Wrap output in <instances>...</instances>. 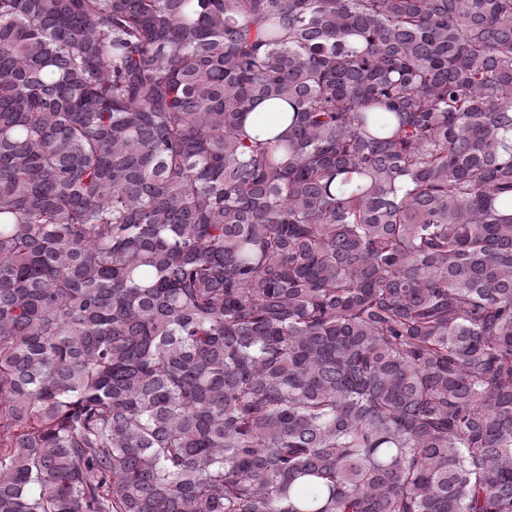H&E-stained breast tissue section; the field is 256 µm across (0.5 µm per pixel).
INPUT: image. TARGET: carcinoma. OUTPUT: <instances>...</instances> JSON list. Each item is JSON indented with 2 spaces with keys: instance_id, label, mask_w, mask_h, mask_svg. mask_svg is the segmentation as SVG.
Wrapping results in <instances>:
<instances>
[{
  "instance_id": "cac0c4a2",
  "label": "carcinoma",
  "mask_w": 512,
  "mask_h": 512,
  "mask_svg": "<svg viewBox=\"0 0 512 512\" xmlns=\"http://www.w3.org/2000/svg\"><path fill=\"white\" fill-rule=\"evenodd\" d=\"M0 512H512V0H0Z\"/></svg>"
}]
</instances>
